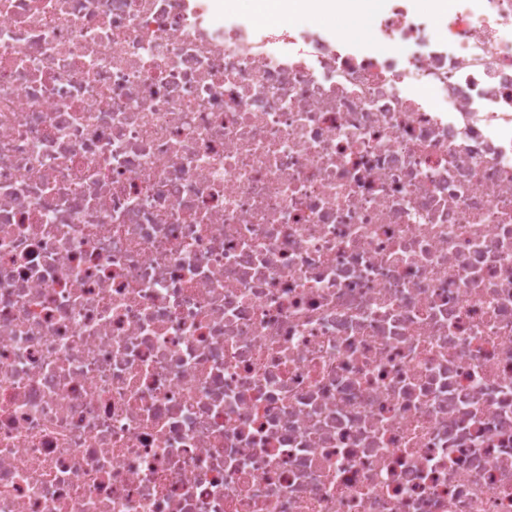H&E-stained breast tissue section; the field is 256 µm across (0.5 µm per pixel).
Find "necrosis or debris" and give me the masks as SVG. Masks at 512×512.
<instances>
[{
  "label": "necrosis or debris",
  "mask_w": 512,
  "mask_h": 512,
  "mask_svg": "<svg viewBox=\"0 0 512 512\" xmlns=\"http://www.w3.org/2000/svg\"><path fill=\"white\" fill-rule=\"evenodd\" d=\"M285 5L0 0V512H512V0ZM377 1V7L375 11L379 8L380 2L379 0H359L356 2L355 12L352 14H346L339 18L338 22L333 16H324V17H309L305 19L306 24L311 28H320L324 26H336L337 28H341V30L346 35L352 34H360L364 30L365 17L374 9ZM356 16L361 21L359 23L355 22L352 17ZM339 23V25H338Z\"/></svg>",
  "instance_id": "4bbe7bcc"
}]
</instances>
